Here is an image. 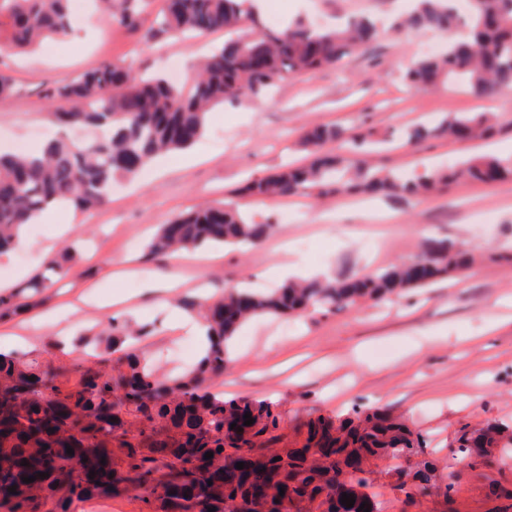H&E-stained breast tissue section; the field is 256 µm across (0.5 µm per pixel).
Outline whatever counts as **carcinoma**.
Listing matches in <instances>:
<instances>
[{
  "mask_svg": "<svg viewBox=\"0 0 512 512\" xmlns=\"http://www.w3.org/2000/svg\"><path fill=\"white\" fill-rule=\"evenodd\" d=\"M100 2L107 21L140 25L142 0ZM69 27V0H0L5 50L34 49ZM422 28L439 32L446 48L405 68L402 79L409 87L463 88L484 97L512 87V0H467L463 14L456 0H415L398 30ZM216 31L227 40L197 62L189 85L164 75L133 76L108 60L51 90L50 98L69 104L52 113L61 126H93L102 136L83 145L60 136L36 150L0 151V251L51 206L89 210L107 204L117 179L132 180L156 156L195 145L213 107L255 97L289 75L336 65L367 45L376 26L360 17L345 26L297 19L262 28L251 0H164L147 36L185 40ZM498 122L493 112L457 114L410 132L408 139L492 137ZM330 142L344 152H321ZM381 144L370 133L316 126L302 137L312 156L308 164L250 182L240 192L261 198L318 199L352 191L417 196L459 179L493 183L512 175L511 158L479 155L408 178L366 166L362 157ZM275 229L272 214L257 221L232 202L207 204L161 225L147 253L256 244ZM417 258L427 265L422 278L414 276L410 264L395 263L360 280H290L268 292L232 288L212 301H185L183 307L202 318L206 342L193 368L182 373L156 375L128 344L154 328L129 322L112 325L105 335L79 338L84 348L103 345L119 354L125 370L109 379L85 369L73 387L63 389L50 369L0 356V512H44L48 504L53 512H71V505L86 497L125 495L153 512L213 507L216 512H359L363 503L379 512L362 491L368 479L359 464L386 455L410 461L397 474L405 504L417 507L432 495L451 503L454 486L435 483V461L419 457L411 431L395 419L366 413L336 426L310 416L298 425V446L279 448V418L269 402L211 399L206 391L213 378L224 375L233 338L252 318L340 310L365 299L378 303L403 296L462 275L472 252L430 236ZM48 288L49 278L36 275L1 295L0 317L43 302ZM247 413L255 419L249 426L241 424ZM126 414L135 417L137 427L124 419ZM500 440L501 432L489 426L462 435L457 453L470 459L473 469L498 472L493 448ZM68 446L74 454L66 453ZM238 462L244 467L236 468ZM33 476L35 481L23 482ZM344 493L355 499L350 508L340 502Z\"/></svg>",
  "mask_w": 512,
  "mask_h": 512,
  "instance_id": "cac0c4a2",
  "label": "carcinoma"
}]
</instances>
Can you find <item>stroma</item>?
<instances>
[{"instance_id": "35a3bbf8", "label": "stroma", "mask_w": 512, "mask_h": 512, "mask_svg": "<svg viewBox=\"0 0 512 512\" xmlns=\"http://www.w3.org/2000/svg\"><path fill=\"white\" fill-rule=\"evenodd\" d=\"M277 6L286 21H333L372 16L380 33L364 50L341 64L294 74L259 97L215 107L206 135L190 151L157 159L150 180L135 179L114 190L104 206L84 213L83 225L69 211H52L40 222L32 248L0 262V281L19 284L45 272L64 245H72L77 265L46 293V303L0 321L24 334L37 323L40 347L25 360L52 368L56 383L71 387L78 368L112 376L121 371L116 356L90 349L51 352L49 342L65 330L53 310L76 309L84 333L93 335L113 322L133 319L154 326L141 349L153 353L158 373H170L166 352L180 344L182 366L193 364L196 343H181L183 329L171 326L166 309L146 295L126 266H149L161 280L180 282V295L215 294L233 285L269 288L283 280L281 268L296 275L331 270L358 277L413 257L427 236L484 245L479 261L461 278L436 283L379 306L300 317H263L235 336L236 355L214 389L229 396L264 398L280 393L275 406L282 440L297 438L306 416L340 422L354 412L381 411L406 423L427 456L437 461L436 481L454 483L455 512H505L512 502L491 498L479 470H455L453 451L461 431L493 424L512 437V178L493 184L460 181L423 196H367L342 193L320 199L284 197L256 204L255 217L292 212L288 223L254 246L209 250L207 264L191 258L148 259L146 244L160 225L182 211L214 200H233L250 179L310 157L299 142L315 125L362 127L389 142L374 166L416 175L433 166L494 154L512 157V89L485 99L443 87L412 90L401 75L407 55L424 54L440 37L430 30L396 34L393 21L411 0H262ZM223 32L204 40L159 38L146 42L144 29L74 18L61 49L50 53H0V73L13 78L15 98L0 101V149L19 143L42 145L58 135L55 110L46 92L71 82L105 60H121L137 73L159 71L165 58L190 61L202 46L222 44ZM495 112L501 127L494 138L452 141L428 138L407 144L406 134L423 120L465 112ZM115 296L129 305L114 306ZM481 395L480 403L456 414L443 412L444 400ZM404 459L383 456L368 468L369 494L381 512H443L441 499L409 507L396 487Z\"/></svg>"}]
</instances>
